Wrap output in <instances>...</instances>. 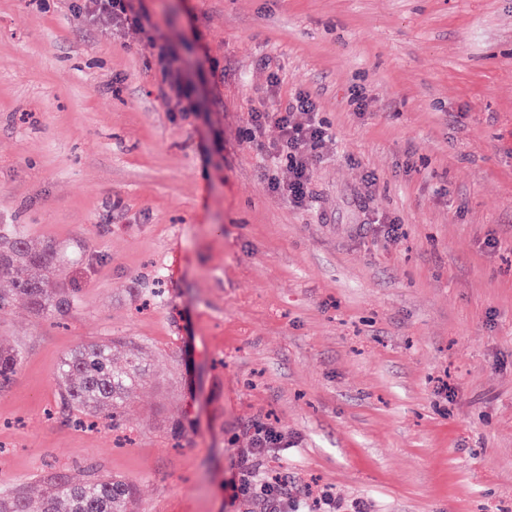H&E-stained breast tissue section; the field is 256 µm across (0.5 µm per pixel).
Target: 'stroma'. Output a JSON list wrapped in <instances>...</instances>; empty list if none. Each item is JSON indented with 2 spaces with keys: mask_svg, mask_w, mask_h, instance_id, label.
I'll return each instance as SVG.
<instances>
[{
  "mask_svg": "<svg viewBox=\"0 0 512 512\" xmlns=\"http://www.w3.org/2000/svg\"><path fill=\"white\" fill-rule=\"evenodd\" d=\"M140 3L0 0V225L80 253L68 314L0 312V494L96 462L133 512H264L233 492L263 421L302 512H512V0ZM300 89L333 134L303 209L245 138ZM110 340L150 378L74 427L57 366ZM133 0H78L73 8L78 16L103 20L118 29H143V15L136 11ZM162 98L170 111L194 112L193 88L186 81L182 60L176 50L162 45L157 55ZM20 362L21 357L18 350L0 347V387L10 383Z\"/></svg>",
  "mask_w": 512,
  "mask_h": 512,
  "instance_id": "1",
  "label": "stroma"
}]
</instances>
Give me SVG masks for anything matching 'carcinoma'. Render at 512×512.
Segmentation results:
<instances>
[{"mask_svg": "<svg viewBox=\"0 0 512 512\" xmlns=\"http://www.w3.org/2000/svg\"><path fill=\"white\" fill-rule=\"evenodd\" d=\"M62 258L51 247L33 250L19 224L0 225V271L11 278V288L0 291V311L24 305L39 316L67 312L75 304L77 284L60 277ZM21 362L16 349L0 347V387L10 383ZM60 399L70 412L92 414L117 410L126 404L132 386L147 379L135 360L112 365V344L87 343L64 357L57 368ZM40 480L53 488L40 512H128L134 488L125 480L87 466L77 474L48 470ZM0 512H29L24 487L0 495Z\"/></svg>", "mask_w": 512, "mask_h": 512, "instance_id": "obj_1", "label": "carcinoma"}]
</instances>
